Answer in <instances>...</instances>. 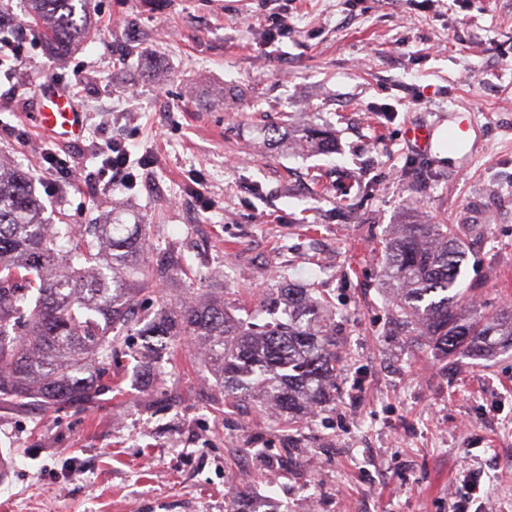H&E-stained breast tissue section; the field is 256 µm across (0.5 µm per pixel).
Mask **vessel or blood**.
<instances>
[{"label": "vessel or blood", "mask_w": 512, "mask_h": 512, "mask_svg": "<svg viewBox=\"0 0 512 512\" xmlns=\"http://www.w3.org/2000/svg\"><path fill=\"white\" fill-rule=\"evenodd\" d=\"M40 128L57 141L81 137L83 115L70 90L55 84L44 85L39 94Z\"/></svg>", "instance_id": "obj_1"}]
</instances>
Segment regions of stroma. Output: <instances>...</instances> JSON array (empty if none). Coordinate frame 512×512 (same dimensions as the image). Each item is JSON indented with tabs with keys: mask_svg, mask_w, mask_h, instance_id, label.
I'll return each mask as SVG.
<instances>
[{
	"mask_svg": "<svg viewBox=\"0 0 512 512\" xmlns=\"http://www.w3.org/2000/svg\"><path fill=\"white\" fill-rule=\"evenodd\" d=\"M59 56L0 0V158L29 172L55 224L147 227L186 272L162 287L257 307L279 281L332 301L348 357L333 397L289 430L224 392L193 347L155 358L120 337L121 391L42 412L0 400V512H512V350L448 361L391 321L385 246L402 224H475L463 315L512 305V0H87ZM282 12L288 32L270 39ZM68 87L82 138L41 133L42 82ZM469 113L456 157L420 155L409 124ZM330 154L265 146L310 119ZM135 181L108 183L99 145ZM67 152L77 177L46 173ZM476 474L480 492L465 500ZM101 147V155H105L106 175L110 176L112 183L127 184L132 180L130 171V153L123 145L117 142H109Z\"/></svg>",
	"mask_w": 512,
	"mask_h": 512,
	"instance_id": "1",
	"label": "stroma"
}]
</instances>
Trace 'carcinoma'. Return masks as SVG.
<instances>
[{
  "mask_svg": "<svg viewBox=\"0 0 512 512\" xmlns=\"http://www.w3.org/2000/svg\"><path fill=\"white\" fill-rule=\"evenodd\" d=\"M29 22L60 54L88 25L85 0H26ZM309 150L331 133L311 124ZM31 176L0 161V399H34L51 412L94 401L112 345L133 324L157 356L188 343L206 349L224 401L272 407L297 423L326 402L340 369L336 322L315 288L283 282L261 325L222 299L186 296L142 315L147 294L184 272L185 258L149 261L146 225L95 224V242L69 224L50 234ZM472 224H403L387 246L392 319L424 336L437 355L488 357L512 348V308L463 317L459 267Z\"/></svg>",
  "mask_w": 512,
  "mask_h": 512,
  "instance_id": "obj_1",
  "label": "carcinoma"
}]
</instances>
